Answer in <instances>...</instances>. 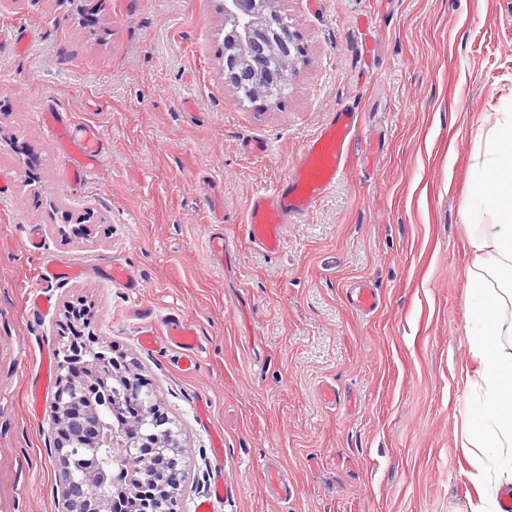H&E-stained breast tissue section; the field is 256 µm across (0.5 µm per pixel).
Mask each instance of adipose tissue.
I'll return each instance as SVG.
<instances>
[{
    "label": "adipose tissue",
    "instance_id": "adipose-tissue-1",
    "mask_svg": "<svg viewBox=\"0 0 512 512\" xmlns=\"http://www.w3.org/2000/svg\"><path fill=\"white\" fill-rule=\"evenodd\" d=\"M473 185L465 322L476 400L466 441L479 450L472 478L484 496L476 512H499L500 496L512 492L511 112L499 113L489 128Z\"/></svg>",
    "mask_w": 512,
    "mask_h": 512
}]
</instances>
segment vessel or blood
I'll return each instance as SVG.
<instances>
[{
	"label": "vessel or blood",
	"instance_id": "b4317fda",
	"mask_svg": "<svg viewBox=\"0 0 512 512\" xmlns=\"http://www.w3.org/2000/svg\"><path fill=\"white\" fill-rule=\"evenodd\" d=\"M38 120L67 154L66 177L70 183H80L99 167V131L90 129L83 135H76L71 125L61 123L50 113L40 114ZM357 120V112L350 109L333 113L306 142L287 178L276 188L255 196L243 226L249 241L266 252H279L283 227L288 220L311 211L344 173L350 160L349 146ZM81 271L77 263L52 260L44 265L41 277L52 282L76 276ZM141 342L152 350L161 346L176 350L183 369L191 370L197 365L200 339L196 328L189 322L178 319L169 323L162 337L152 331H144Z\"/></svg>",
	"mask_w": 512,
	"mask_h": 512
}]
</instances>
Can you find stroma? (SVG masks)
Listing matches in <instances>:
<instances>
[{
	"instance_id": "35a3bbf8",
	"label": "stroma",
	"mask_w": 512,
	"mask_h": 512,
	"mask_svg": "<svg viewBox=\"0 0 512 512\" xmlns=\"http://www.w3.org/2000/svg\"><path fill=\"white\" fill-rule=\"evenodd\" d=\"M218 4L0 0V512H58L68 301L94 303L95 335L181 428L178 512L210 495L219 458V512H474L464 214L486 118L512 113V0H281L302 63L271 107L225 82ZM344 109L358 114L348 168L265 252L242 230L253 195ZM39 112L100 128L103 167L68 184ZM52 259L95 270L45 285ZM113 263L138 297L109 281ZM356 282L378 290L372 314L349 303ZM173 317L198 329L195 370L139 343Z\"/></svg>"
}]
</instances>
